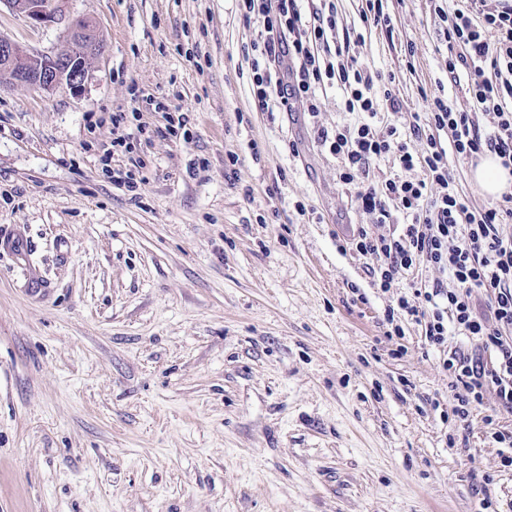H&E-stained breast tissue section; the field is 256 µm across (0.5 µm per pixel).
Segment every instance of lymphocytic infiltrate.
Returning a JSON list of instances; mask_svg holds the SVG:
<instances>
[{"instance_id":"lymphocytic-infiltrate-1","label":"lymphocytic infiltrate","mask_w":512,"mask_h":512,"mask_svg":"<svg viewBox=\"0 0 512 512\" xmlns=\"http://www.w3.org/2000/svg\"><path fill=\"white\" fill-rule=\"evenodd\" d=\"M236 2L244 26L256 31L245 52L255 111L290 112L301 103L314 117L319 89L342 93L347 120L318 127L317 138L368 219L339 249L369 260L372 286L393 294L381 320L384 336L403 337L409 322L421 326L448 374L450 415L461 427L489 389L512 413V236L499 231L512 222V192L469 206L449 167L450 158L475 163L490 152L512 168V5L471 0L467 11L436 8L448 75L465 82L469 105L435 95L406 125L389 79L350 56L337 0H319L306 18L297 0ZM482 114L488 127L478 121ZM444 132L449 140H441ZM380 160L391 161L394 173L376 175ZM421 268L437 271V279L397 291L405 274ZM476 288L488 295V315L475 310ZM453 332L477 342L481 355L449 350Z\"/></svg>"}]
</instances>
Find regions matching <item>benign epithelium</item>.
<instances>
[{
  "mask_svg": "<svg viewBox=\"0 0 512 512\" xmlns=\"http://www.w3.org/2000/svg\"><path fill=\"white\" fill-rule=\"evenodd\" d=\"M25 17L34 27L66 23L67 40L58 52L22 49L11 39L0 36V74L13 85L53 91L67 86L76 92L88 78L91 61L103 51L96 22L90 18L66 21L67 0H0Z\"/></svg>",
  "mask_w": 512,
  "mask_h": 512,
  "instance_id": "benign-epithelium-1",
  "label": "benign epithelium"
}]
</instances>
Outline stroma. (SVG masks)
I'll list each match as a JSON object with an SVG mask.
<instances>
[{"mask_svg":"<svg viewBox=\"0 0 512 512\" xmlns=\"http://www.w3.org/2000/svg\"><path fill=\"white\" fill-rule=\"evenodd\" d=\"M337 7L409 109L466 104L431 0H389L390 37ZM65 10L105 46L82 90L0 82V229L27 243L0 255V512H504L485 418L512 413L489 392L468 431L444 422L438 352L410 324L390 356V297L338 248L366 221L315 133L345 120L338 90L313 119L253 111L235 0ZM0 35L52 51L66 29L1 5ZM135 90L165 109L110 163L130 192L101 156ZM178 112L190 137L159 135Z\"/></svg>","mask_w":512,"mask_h":512,"instance_id":"stroma-1","label":"stroma"}]
</instances>
